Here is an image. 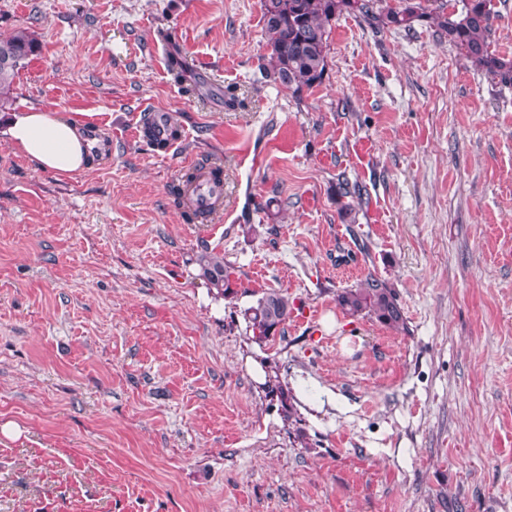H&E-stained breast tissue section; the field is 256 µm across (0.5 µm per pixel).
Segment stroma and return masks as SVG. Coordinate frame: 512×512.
<instances>
[{"instance_id": "stroma-1", "label": "stroma", "mask_w": 512, "mask_h": 512, "mask_svg": "<svg viewBox=\"0 0 512 512\" xmlns=\"http://www.w3.org/2000/svg\"><path fill=\"white\" fill-rule=\"evenodd\" d=\"M20 29L13 111L99 141L69 177L0 140V425L22 431L0 512H512V85L432 22L345 14L291 94L262 75L259 0H0ZM170 39L208 92L174 82ZM149 108L181 149L137 132ZM193 157L224 164L222 223L170 193ZM370 273L405 329L338 306ZM270 288L293 309L258 344ZM196 264L199 268V276L205 279L211 288H217L225 294L232 285V272L224 264L214 249L204 246L196 256Z\"/></svg>"}]
</instances>
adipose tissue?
Listing matches in <instances>:
<instances>
[{
  "instance_id": "adipose-tissue-1",
  "label": "adipose tissue",
  "mask_w": 512,
  "mask_h": 512,
  "mask_svg": "<svg viewBox=\"0 0 512 512\" xmlns=\"http://www.w3.org/2000/svg\"><path fill=\"white\" fill-rule=\"evenodd\" d=\"M1 136L41 169L71 176L92 167L86 126L49 110L32 109L14 115L5 128H0Z\"/></svg>"
}]
</instances>
